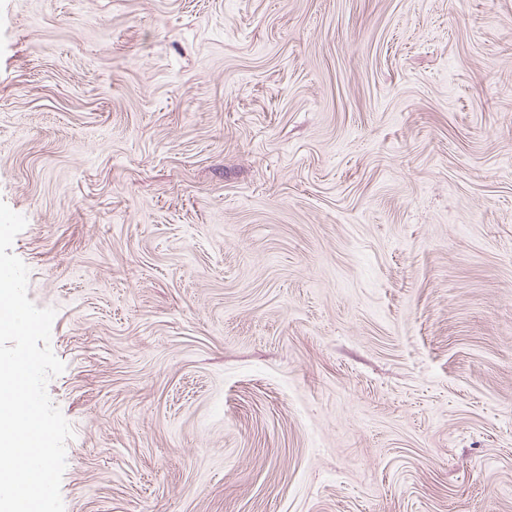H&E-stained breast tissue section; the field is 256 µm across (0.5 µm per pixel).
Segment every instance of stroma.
Instances as JSON below:
<instances>
[{
    "mask_svg": "<svg viewBox=\"0 0 512 512\" xmlns=\"http://www.w3.org/2000/svg\"><path fill=\"white\" fill-rule=\"evenodd\" d=\"M0 201L64 512H512V0H0Z\"/></svg>",
    "mask_w": 512,
    "mask_h": 512,
    "instance_id": "obj_1",
    "label": "stroma"
}]
</instances>
